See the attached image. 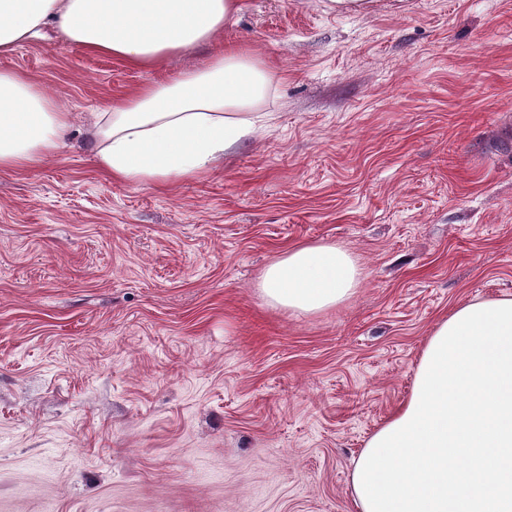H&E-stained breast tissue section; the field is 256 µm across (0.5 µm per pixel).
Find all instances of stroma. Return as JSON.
<instances>
[{
	"instance_id": "obj_1",
	"label": "stroma",
	"mask_w": 512,
	"mask_h": 512,
	"mask_svg": "<svg viewBox=\"0 0 512 512\" xmlns=\"http://www.w3.org/2000/svg\"><path fill=\"white\" fill-rule=\"evenodd\" d=\"M227 46L278 75L270 127L164 188L97 169L95 113ZM4 64L73 120L0 171V512H356L432 329L512 295V0H240L156 68L57 34ZM316 242L355 296L267 307L266 266Z\"/></svg>"
}]
</instances>
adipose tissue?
<instances>
[{"label": "adipose tissue", "instance_id": "adipose-tissue-1", "mask_svg": "<svg viewBox=\"0 0 512 512\" xmlns=\"http://www.w3.org/2000/svg\"><path fill=\"white\" fill-rule=\"evenodd\" d=\"M239 0H0V56L60 30L68 44L151 67L210 44ZM276 83L254 54L227 48L205 68L95 113L97 166L153 186L221 166L270 119ZM72 123L37 84L0 69V169H32L66 146ZM361 270L346 248L304 243L259 289L272 307L314 316L348 302ZM357 512H512V297L472 301L427 338L411 390L367 440L351 476Z\"/></svg>", "mask_w": 512, "mask_h": 512}]
</instances>
